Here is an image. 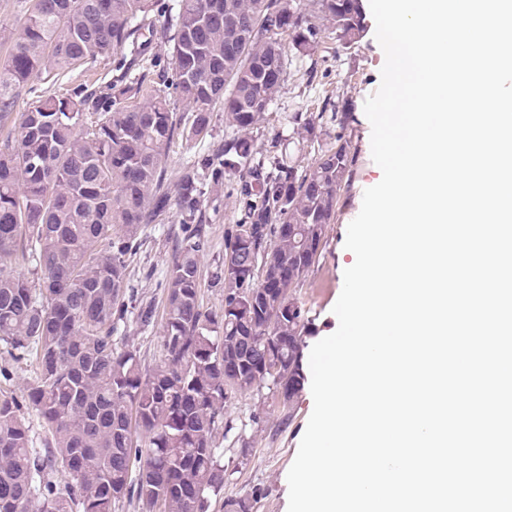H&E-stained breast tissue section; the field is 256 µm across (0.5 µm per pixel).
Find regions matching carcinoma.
I'll return each mask as SVG.
<instances>
[{"label":"carcinoma","instance_id":"1","mask_svg":"<svg viewBox=\"0 0 512 512\" xmlns=\"http://www.w3.org/2000/svg\"><path fill=\"white\" fill-rule=\"evenodd\" d=\"M310 2L28 0L0 61V127L15 132L0 148V376L32 362L36 377L0 396V512H114L125 497L146 512H208L224 490L214 438L228 388L267 384L288 402L302 391L309 317L291 289L318 261L350 179L349 116L329 99L289 116L303 140L336 127L307 167L279 155L278 137L258 148L248 134L281 93L288 52L315 53L327 30L346 48L365 33L362 0ZM156 30L165 55L139 40ZM126 48L110 93L31 86ZM218 109L240 136L215 138ZM176 141L191 159L173 179ZM228 173L236 220L210 310L199 298L205 201ZM174 222L165 362L148 373L113 333L129 315L153 325L127 262L148 225ZM19 254L27 274L11 267ZM30 409L45 448L32 447Z\"/></svg>","mask_w":512,"mask_h":512}]
</instances>
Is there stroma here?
I'll return each instance as SVG.
<instances>
[{
    "instance_id": "stroma-1",
    "label": "stroma",
    "mask_w": 512,
    "mask_h": 512,
    "mask_svg": "<svg viewBox=\"0 0 512 512\" xmlns=\"http://www.w3.org/2000/svg\"><path fill=\"white\" fill-rule=\"evenodd\" d=\"M375 31L376 24L371 21L365 37L352 47L344 48L336 40L328 39L318 47L313 58L289 56L287 82L251 132L259 145L280 137L284 159L306 166L317 157L318 144L301 140L293 133L288 124L289 114L319 109L329 97L348 102L351 107L356 163L350 186L341 193L336 218L328 227L318 263L295 290L308 310L311 334L306 343L310 346L338 327L332 309L342 291L343 272L352 261L344 246L347 227L361 209L364 190L376 185L381 174L371 156V124L364 113L365 101L380 86L385 62ZM312 64L319 72L313 80L307 76ZM64 83H83L98 92H108L112 63L107 60L73 71ZM34 84L46 94L58 92L61 86L50 77L35 79ZM228 190V185H221L207 200V245L199 257L200 301L212 310L222 304V293L213 285L212 273L224 257V230L233 224L236 216ZM178 230L175 224L148 227L141 248L128 260L129 284L139 297L153 302L156 317L153 326L146 330L135 320H127L120 326L117 339L137 349L143 368L148 370L165 360L163 284ZM312 410L313 399L307 387L290 403L264 386L246 392L230 391L224 402L226 427L215 436V446L224 462V489L212 497L209 512H229L231 502L247 496L253 499L251 512H288L287 474Z\"/></svg>"
}]
</instances>
